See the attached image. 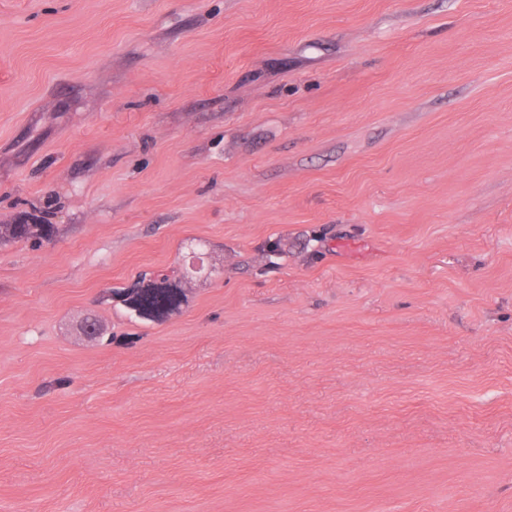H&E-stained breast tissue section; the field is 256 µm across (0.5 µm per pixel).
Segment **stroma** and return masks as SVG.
<instances>
[{"mask_svg":"<svg viewBox=\"0 0 512 512\" xmlns=\"http://www.w3.org/2000/svg\"><path fill=\"white\" fill-rule=\"evenodd\" d=\"M1 224L0 512H512V0H0ZM54 225L51 224H2L0 225V241L21 239L36 236L49 241ZM168 279L149 280L142 282L135 288L137 290L126 300V306L136 315L144 319H154L168 314L178 308L180 304L176 289L168 282Z\"/></svg>","mask_w":512,"mask_h":512,"instance_id":"1","label":"stroma"}]
</instances>
